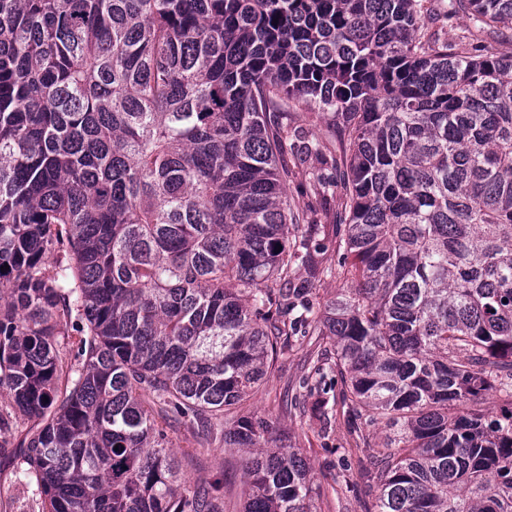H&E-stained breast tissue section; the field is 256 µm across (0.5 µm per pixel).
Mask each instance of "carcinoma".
<instances>
[{"label": "carcinoma", "mask_w": 512, "mask_h": 512, "mask_svg": "<svg viewBox=\"0 0 512 512\" xmlns=\"http://www.w3.org/2000/svg\"><path fill=\"white\" fill-rule=\"evenodd\" d=\"M422 2L0 0V392L33 422L16 443L0 418V448L46 512H223L181 488L167 429L246 401L290 324L334 350L309 418L336 374L375 512H512V54L471 55ZM443 16L483 33L512 0ZM292 103L341 119L331 174ZM290 149L339 196L336 272ZM223 440L243 512H318L267 421ZM288 168L293 170V174L288 178V196L295 201H303L314 196L316 189L312 182L302 173L301 169L293 168L295 158L288 151ZM342 286V281L339 277H322L320 280L315 281L312 285L310 299L315 306H323L335 294L336 289Z\"/></svg>", "instance_id": "1"}]
</instances>
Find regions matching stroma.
Listing matches in <instances>:
<instances>
[{
    "label": "stroma",
    "instance_id": "stroma-1",
    "mask_svg": "<svg viewBox=\"0 0 512 512\" xmlns=\"http://www.w3.org/2000/svg\"><path fill=\"white\" fill-rule=\"evenodd\" d=\"M442 25L449 40L469 44L474 54L487 49L498 54L512 53L511 29L496 38L475 40L461 19H446ZM340 209L338 197L330 196L319 200L314 215L318 261L325 267L338 264L335 222ZM326 347L325 340L318 336L289 337L258 392L240 411L265 418L276 430L288 434L291 444L299 449L314 473V496L321 512H370L374 499L359 468L360 452L354 446L355 435L345 416L323 425L300 417L298 410L287 405L288 399L298 392L302 377L311 371L317 352ZM168 437L180 461L185 488L223 480L224 512H241L245 494L243 453L225 448L218 439L208 454L195 455L197 438L183 426L169 429ZM20 468L13 449L0 448V512H42V500L33 497L20 481Z\"/></svg>",
    "mask_w": 512,
    "mask_h": 512
}]
</instances>
